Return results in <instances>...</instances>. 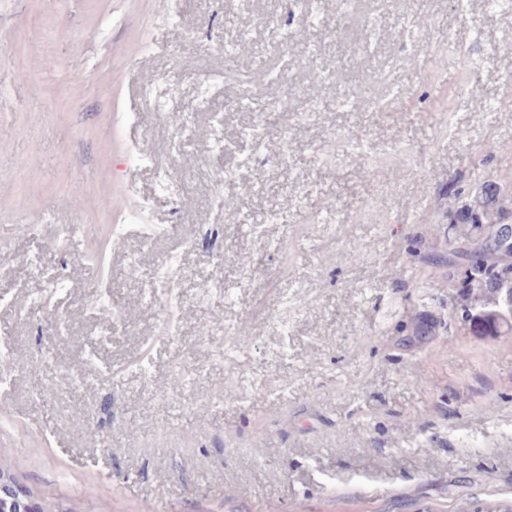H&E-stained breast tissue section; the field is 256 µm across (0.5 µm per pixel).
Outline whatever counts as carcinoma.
Masks as SVG:
<instances>
[{"instance_id": "1", "label": "carcinoma", "mask_w": 512, "mask_h": 512, "mask_svg": "<svg viewBox=\"0 0 512 512\" xmlns=\"http://www.w3.org/2000/svg\"><path fill=\"white\" fill-rule=\"evenodd\" d=\"M451 228L470 225L475 233L457 231L445 240L448 249L467 258L457 277L462 319L486 315L512 325V312L501 311L499 297L512 294V237L497 226L512 218V196L493 183H482L470 192V201L448 205Z\"/></svg>"}]
</instances>
